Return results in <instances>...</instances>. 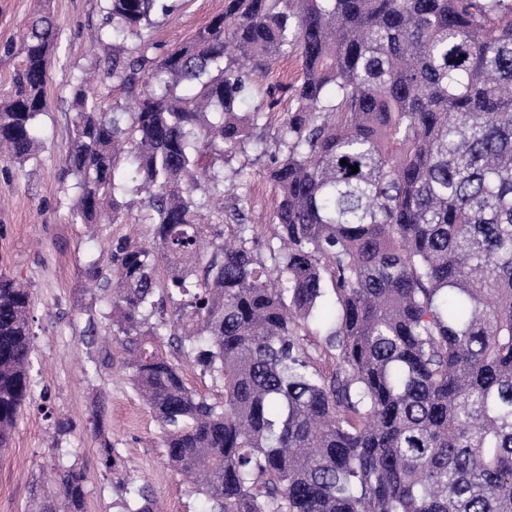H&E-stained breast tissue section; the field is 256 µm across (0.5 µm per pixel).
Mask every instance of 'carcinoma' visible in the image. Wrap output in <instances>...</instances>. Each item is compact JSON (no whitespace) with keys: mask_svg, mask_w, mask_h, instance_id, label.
Listing matches in <instances>:
<instances>
[{"mask_svg":"<svg viewBox=\"0 0 512 512\" xmlns=\"http://www.w3.org/2000/svg\"><path fill=\"white\" fill-rule=\"evenodd\" d=\"M157 2L107 0L105 78L132 106L75 79L61 179L73 224L121 222L127 196L152 224L151 246L112 241L86 275L110 292L100 362L153 413L167 464L206 512H512V0H224L168 49ZM58 35L42 11L0 44L19 58L3 163L37 156ZM292 53L302 76L270 146L253 137L274 107L257 85ZM251 144L277 190L267 262L246 237L250 174L224 176ZM32 305L0 273L1 449L31 393ZM166 332L221 400L188 386ZM88 424L118 512H156L119 476L102 412ZM53 482L41 512H84L79 469Z\"/></svg>","mask_w":512,"mask_h":512,"instance_id":"cac0c4a2","label":"carcinoma"}]
</instances>
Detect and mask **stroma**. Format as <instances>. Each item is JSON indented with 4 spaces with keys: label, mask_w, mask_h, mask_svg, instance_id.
I'll use <instances>...</instances> for the list:
<instances>
[{
    "label": "stroma",
    "mask_w": 512,
    "mask_h": 512,
    "mask_svg": "<svg viewBox=\"0 0 512 512\" xmlns=\"http://www.w3.org/2000/svg\"><path fill=\"white\" fill-rule=\"evenodd\" d=\"M47 6L60 28L51 54L47 84L48 111L38 119L40 150L23 166H0V272L21 282L33 296L34 377L32 403L23 410L10 448L0 458V512H35L31 486L52 472L56 449L68 451L67 463L84 474L85 512H116L112 477L100 464L98 439L85 419L96 401L106 410L107 435L119 448L126 469L152 489L164 512H203L201 496L165 463L159 426L149 408L132 390L126 376L112 368L94 367L98 346L86 342L89 319L106 332L109 306L99 286L84 274L111 240L127 238L147 244L149 225L139 223V201H132L119 224H74L69 211L76 193L61 182L59 163L72 133L70 86L74 78L104 69L112 55L110 41L90 42L88 32L102 26L105 0H0V43L17 38L39 6ZM224 10V0H177L167 14L154 15L151 34L169 48L192 39ZM301 72L292 54L276 60L265 85L279 100L271 113L265 137L288 109L290 85ZM268 156L248 148L229 154L224 172H251L250 211L258 225V258H265V242L274 236L266 219L275 205V191L266 170ZM73 420L71 431L59 432L57 417Z\"/></svg>",
    "instance_id": "35a3bbf8"
}]
</instances>
